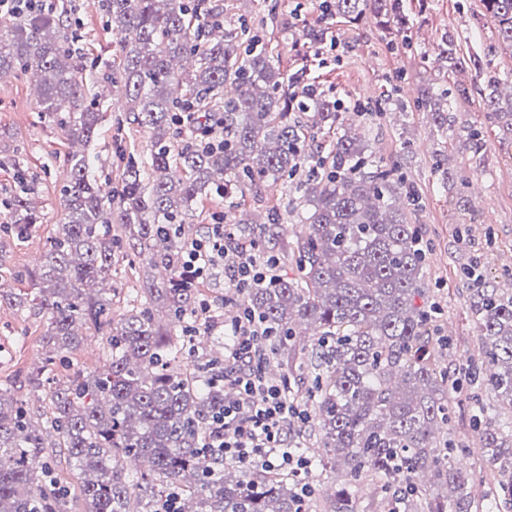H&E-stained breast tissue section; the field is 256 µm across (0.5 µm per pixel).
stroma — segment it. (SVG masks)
<instances>
[{"label":"stroma","instance_id":"1","mask_svg":"<svg viewBox=\"0 0 512 512\" xmlns=\"http://www.w3.org/2000/svg\"><path fill=\"white\" fill-rule=\"evenodd\" d=\"M82 34L80 46L100 65H108L117 37L106 27L97 0H65ZM229 14L245 18L259 28L275 48L288 72L304 71L321 92L340 99L342 117L352 122L370 152L385 161L401 162L403 176L418 197L412 214L428 246L424 268L425 299L438 306L442 335L450 339L444 360L456 364L479 361L481 344L477 319L472 313L471 285L466 272L478 268L487 285L501 287L512 282V135H503L488 118L480 92L494 76L512 73V54L497 42L495 23L482 0H402L415 13L409 44L394 46L382 17L366 13L353 25L323 22L318 0H307L297 10L295 0H223ZM328 26L334 49L316 54L304 37L306 29ZM462 39L468 62L456 74H447L437 61L445 37ZM449 90L452 129L441 132L428 113L414 101L427 81ZM32 74L14 72L0 82V189L13 187L17 168L38 180L34 203L41 219L24 242L0 232V287L17 295L29 294L31 273L40 260L47 240L54 236L64 212L61 188L66 178V158L72 146L56 127L44 123L38 97L33 93ZM392 92L406 101L404 112L379 113L375 99ZM479 130L485 142L472 152L465 141L468 130ZM149 129L131 121H118L110 111L102 121L94 142L86 151L105 175L118 179L122 151L145 152L151 140ZM445 156L457 173L453 188H446L436 167ZM482 186L486 204L461 210L455 206L460 193ZM139 266L125 252L112 262L113 315H120L133 288L139 285ZM212 299L207 348L223 352L224 325L233 311V290L223 270H216L200 285ZM45 317L32 310L0 305V385L14 389L32 415L44 408V395L31 391L24 378L43 354ZM106 360L103 340L94 329L82 330V340L51 375L53 385L64 384L77 369L97 370ZM479 386L457 394L450 433L467 470L477 477L478 491H486V474L493 467L481 455L472 429L474 399H487Z\"/></svg>","mask_w":512,"mask_h":512}]
</instances>
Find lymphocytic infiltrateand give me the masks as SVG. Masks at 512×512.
<instances>
[{
	"label": "lymphocytic infiltrate",
	"instance_id": "obj_1",
	"mask_svg": "<svg viewBox=\"0 0 512 512\" xmlns=\"http://www.w3.org/2000/svg\"><path fill=\"white\" fill-rule=\"evenodd\" d=\"M233 236L231 225L219 221L208 225L202 237L185 242L181 260L188 278H206L224 263L234 291L276 281L279 259L256 244L227 257L224 244ZM224 333L230 339L224 365L231 370L236 396L225 403L224 414L214 422L205 447L244 466L288 475L298 482L303 495H310L312 461L288 438L289 431L303 421L305 411L289 393L287 380L273 381L265 375L264 364L272 348L268 327L244 309L225 326Z\"/></svg>",
	"mask_w": 512,
	"mask_h": 512
}]
</instances>
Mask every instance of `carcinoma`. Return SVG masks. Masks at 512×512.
Masks as SVG:
<instances>
[{"mask_svg": "<svg viewBox=\"0 0 512 512\" xmlns=\"http://www.w3.org/2000/svg\"><path fill=\"white\" fill-rule=\"evenodd\" d=\"M497 25L498 42L512 51V0H483ZM106 25L118 36L112 72L97 75L65 34L70 15L53 7L23 13L0 26V72L37 70L40 117L73 144L89 145L102 113L87 102L88 86L121 87L125 112L152 131L147 160L130 153L110 196L100 193L88 155L67 156L62 186L65 221L32 274L37 294L0 292V304L46 315V351L27 373L33 391H45L56 361L79 342L90 323L105 330L106 364L74 372L46 391L45 442L25 402L0 387V512H68L67 490L49 464L31 466L49 447L64 448L80 479L83 512H160L177 493L176 512H309L310 499L288 477L237 465L226 477L224 457L201 451L214 416L224 409V355L180 344L197 309L199 283L186 279L180 244L194 206L235 188L260 196L297 174V204L305 230L297 236L299 275L249 289L234 299L266 320L277 346L268 369L277 378L294 371L308 352L316 370L304 403L303 433L318 429L324 454L317 465L344 466L346 485L323 495L325 512H358L350 487L369 479L388 512H483L472 497L475 475L455 465L454 444L440 430L451 419L464 381L480 380L492 404H476L473 430L481 453L503 479L487 496L512 502V289L473 288L482 340L481 365L442 364L437 316L424 301L427 253L410 223L394 178L397 163L367 153L338 122V102L307 92L303 73L280 69L259 31L224 14L220 4L198 9L195 0H102ZM413 23L399 0H331L328 16L357 23L366 12ZM233 33L224 32V26ZM448 71L463 68L450 35L439 48ZM509 80L492 79L483 105L497 127L512 134ZM417 101L434 123L448 124V94L430 84ZM333 128L327 148L310 130ZM192 130L189 140L178 139ZM36 188L23 173L0 199L12 236L28 237L40 216ZM118 224L132 249L153 270L119 319L112 299L95 286L112 275V237ZM204 355L214 374L183 373L180 356ZM127 457L149 461L147 472L123 474Z\"/></svg>", "mask_w": 512, "mask_h": 512, "instance_id": "obj_1", "label": "carcinoma"}]
</instances>
